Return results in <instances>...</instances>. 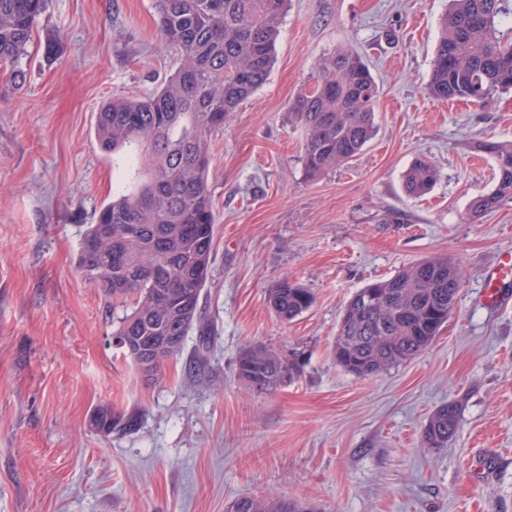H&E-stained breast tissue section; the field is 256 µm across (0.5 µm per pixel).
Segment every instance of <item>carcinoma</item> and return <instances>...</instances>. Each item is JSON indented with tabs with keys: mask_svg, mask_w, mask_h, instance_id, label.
Listing matches in <instances>:
<instances>
[{
	"mask_svg": "<svg viewBox=\"0 0 512 512\" xmlns=\"http://www.w3.org/2000/svg\"><path fill=\"white\" fill-rule=\"evenodd\" d=\"M48 0H0V71L26 82L32 32ZM288 0H157L166 44L179 51L177 70L152 96L115 98L101 106L95 136L104 150L132 149L137 181L99 209L80 243L77 268L115 301L134 299L115 335L147 353L166 338L149 370L179 355L189 332L211 335L202 292L214 263L215 214L208 188V145L232 112L267 81ZM506 0H449L440 22L427 94L483 105L512 92V38L498 29ZM291 114L306 135L303 163L317 176L357 156L374 135L378 86L364 57L351 48L321 61ZM496 165L494 188L472 204L469 219L512 201V142H483ZM437 178L415 160L406 192L420 197ZM459 266L430 256L357 290L339 323L333 360L361 378L418 356L448 322L461 287ZM313 292L286 279L269 292L282 320L309 310ZM298 373L294 362L258 345L244 350L236 374L250 392L268 393ZM460 404L438 407L423 430L427 448H444L459 428ZM230 512H315L294 500L241 497Z\"/></svg>",
	"mask_w": 512,
	"mask_h": 512,
	"instance_id": "obj_1",
	"label": "carcinoma"
}]
</instances>
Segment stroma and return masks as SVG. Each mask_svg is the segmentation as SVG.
<instances>
[{
  "label": "stroma",
  "mask_w": 512,
  "mask_h": 512,
  "mask_svg": "<svg viewBox=\"0 0 512 512\" xmlns=\"http://www.w3.org/2000/svg\"><path fill=\"white\" fill-rule=\"evenodd\" d=\"M448 0H289L267 82L210 140L214 326L153 380L112 341L122 308L76 270L86 225L137 167L94 135L101 105L144 99L179 64L155 0H48L27 82L0 77V512H228L243 496L320 512H512V307L487 309L483 273L512 249V201L469 220L495 185L478 141H512V94L478 106L427 96ZM350 47L380 89L376 133L345 166L309 177L290 115L319 61ZM431 161L432 190L405 174ZM445 255L462 286L416 358L358 378L332 348L364 285ZM310 288L292 321L268 304L281 278ZM264 345L299 376L247 394L240 353ZM461 404L456 437L421 443ZM101 405L135 418L97 432ZM437 178L434 165L423 159H416L405 175L406 192L420 197L429 192ZM461 408L456 401L438 407L423 430V444L427 448H444L457 433Z\"/></svg>",
  "instance_id": "35a3bbf8"
}]
</instances>
